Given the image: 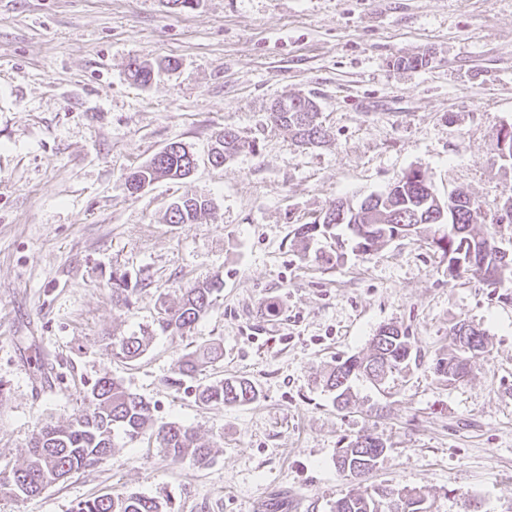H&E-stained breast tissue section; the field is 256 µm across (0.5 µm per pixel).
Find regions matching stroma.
I'll use <instances>...</instances> for the list:
<instances>
[{"mask_svg":"<svg viewBox=\"0 0 512 512\" xmlns=\"http://www.w3.org/2000/svg\"><path fill=\"white\" fill-rule=\"evenodd\" d=\"M134 61L157 65L150 85L130 81ZM288 95L317 102L325 143L270 123ZM507 124L512 0H0V469L42 425L81 415L104 376L215 446L200 468L119 436L101 464L39 495L0 492V512H73L118 492L174 512H329L371 487L422 490L431 512H512V280L449 277L420 235L370 254L347 245L327 263L326 242L294 236L411 169L440 200L461 190L494 214L512 197ZM226 127L251 148L215 167ZM172 141L197 157L193 174L127 192L125 175ZM185 194L210 211L167 223ZM215 275L224 291L190 331L158 328L160 302ZM461 320L488 346L449 382L432 365ZM388 324L417 362L380 385L356 380L336 408L325 372ZM133 333L145 353L112 357V339ZM212 342L221 360L172 387L179 358ZM231 376L259 398L196 402L198 385ZM364 434L386 450L358 482L336 452Z\"/></svg>","mask_w":512,"mask_h":512,"instance_id":"1","label":"stroma"}]
</instances>
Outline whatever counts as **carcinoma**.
Listing matches in <instances>:
<instances>
[{
    "mask_svg": "<svg viewBox=\"0 0 512 512\" xmlns=\"http://www.w3.org/2000/svg\"><path fill=\"white\" fill-rule=\"evenodd\" d=\"M151 65L133 62L128 76L136 84L146 86L153 78ZM288 111L269 113V121L293 133L301 143L321 144L327 133L310 101L299 95L288 97ZM248 147V143L231 128H224L209 152V162L222 166ZM195 156L179 141L168 143L145 165L130 171L124 186L136 192L162 179H183L195 169ZM211 208L210 200L201 195L184 196L173 201L166 212L169 224H192ZM481 204L468 194L459 192L441 204L418 170L405 172L392 187L381 194H370L354 203L340 200L313 222L295 229L294 236L303 245L326 235L343 240L338 228H347L354 237V249L368 254L386 246L404 234H429V245L448 262V275L470 274L486 284L497 275L512 278V257L502 264L497 235L502 224L486 222ZM224 282L215 277L194 283L185 289L176 306L160 305L157 323L164 331L183 332L190 329L213 305ZM473 339L454 342L455 352L435 362L434 372L448 381L467 376L472 359L485 348L486 334L469 326ZM145 336H124L112 340L110 354L135 359L147 348ZM221 356L220 346L203 345L182 356L178 362L175 383L193 377L212 365ZM418 360L412 354L408 336L396 325H385L370 342L369 353L351 356L331 368L325 387L334 394V401L345 408L349 404L350 383L359 377L374 382ZM259 391L245 377H226L204 386L197 395L203 406H243L257 399ZM85 413L67 424L41 426L29 442L25 458L9 472L0 471V491L15 496L32 497L47 486L67 479L71 474L89 468L105 458L114 447L116 434L129 439L147 435L174 463L185 459L200 467L210 464L213 446L199 442L193 427L179 422H159L154 409L120 382L101 377L86 395ZM382 440L365 434L348 442L336 455V467L348 477L355 469L369 472L384 453ZM74 512H170L167 502L136 492L102 495L77 504ZM330 512H430L425 495L416 489L403 493L384 489H365L348 493L332 503Z\"/></svg>",
    "mask_w": 512,
    "mask_h": 512,
    "instance_id": "carcinoma-1",
    "label": "carcinoma"
}]
</instances>
